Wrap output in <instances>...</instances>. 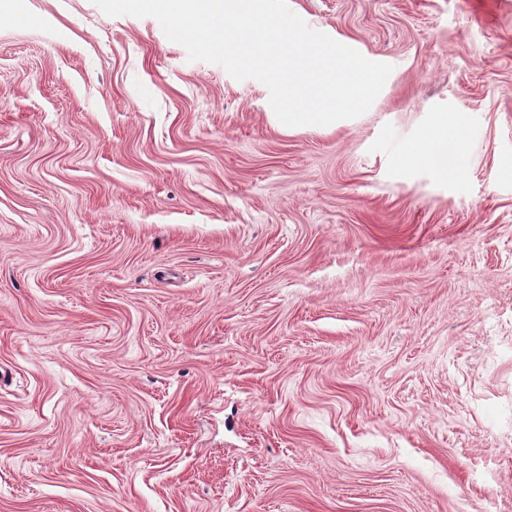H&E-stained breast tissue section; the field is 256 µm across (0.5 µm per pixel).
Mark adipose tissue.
<instances>
[{
	"instance_id": "ef3b65f1",
	"label": "adipose tissue",
	"mask_w": 512,
	"mask_h": 512,
	"mask_svg": "<svg viewBox=\"0 0 512 512\" xmlns=\"http://www.w3.org/2000/svg\"><path fill=\"white\" fill-rule=\"evenodd\" d=\"M469 128L467 117L436 114L419 140L402 147L397 159L406 165L422 163L438 174H448L464 159Z\"/></svg>"
}]
</instances>
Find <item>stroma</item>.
<instances>
[{
    "instance_id": "stroma-1",
    "label": "stroma",
    "mask_w": 512,
    "mask_h": 512,
    "mask_svg": "<svg viewBox=\"0 0 512 512\" xmlns=\"http://www.w3.org/2000/svg\"><path fill=\"white\" fill-rule=\"evenodd\" d=\"M288 5L365 114L0 0V512H512V0ZM436 112L461 167L402 169Z\"/></svg>"
}]
</instances>
